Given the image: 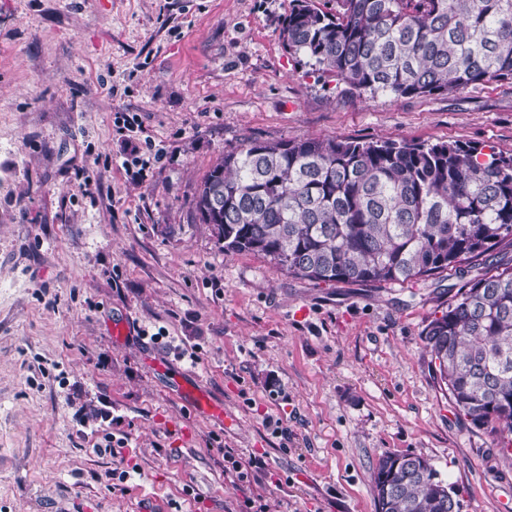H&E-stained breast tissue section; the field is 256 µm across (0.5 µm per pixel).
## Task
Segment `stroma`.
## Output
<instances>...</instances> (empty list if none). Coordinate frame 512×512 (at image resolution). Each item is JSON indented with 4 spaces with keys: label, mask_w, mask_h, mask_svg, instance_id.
Returning a JSON list of instances; mask_svg holds the SVG:
<instances>
[{
    "label": "stroma",
    "mask_w": 512,
    "mask_h": 512,
    "mask_svg": "<svg viewBox=\"0 0 512 512\" xmlns=\"http://www.w3.org/2000/svg\"><path fill=\"white\" fill-rule=\"evenodd\" d=\"M291 5L0 0V512H376L386 453L429 459L460 512H512V461L422 340L470 272L316 284L220 251L193 207L251 139L512 155V82L356 93L283 48ZM183 392L197 412L208 415H217L224 420V425L226 427H232L236 424V417L233 414L224 412V409H218L209 397L201 390L192 387L184 389Z\"/></svg>",
    "instance_id": "obj_1"
}]
</instances>
